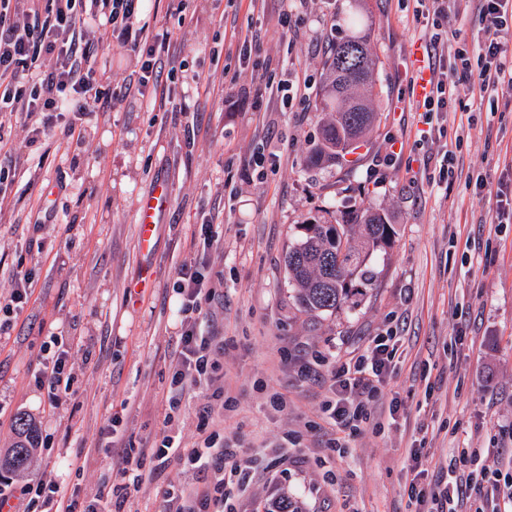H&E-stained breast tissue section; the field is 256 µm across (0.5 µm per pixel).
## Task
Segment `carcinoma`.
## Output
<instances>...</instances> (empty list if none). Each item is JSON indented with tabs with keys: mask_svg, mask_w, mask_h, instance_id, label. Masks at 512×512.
<instances>
[{
	"mask_svg": "<svg viewBox=\"0 0 512 512\" xmlns=\"http://www.w3.org/2000/svg\"><path fill=\"white\" fill-rule=\"evenodd\" d=\"M376 61L361 36L336 44L326 62L321 136L309 160L314 165H343L345 155L360 146L378 121L373 106ZM301 238L286 257L298 306L310 314L334 312L358 292V284L372 279L366 260L370 252L386 248L396 234L387 213L367 209L344 224H303ZM342 254L336 263V254ZM15 446L0 456V472L24 473L38 447L35 422L16 419Z\"/></svg>",
	"mask_w": 512,
	"mask_h": 512,
	"instance_id": "cac0c4a2",
	"label": "carcinoma"
}]
</instances>
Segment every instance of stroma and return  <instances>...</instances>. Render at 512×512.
<instances>
[{
  "instance_id": "35a3bbf8",
  "label": "stroma",
  "mask_w": 512,
  "mask_h": 512,
  "mask_svg": "<svg viewBox=\"0 0 512 512\" xmlns=\"http://www.w3.org/2000/svg\"><path fill=\"white\" fill-rule=\"evenodd\" d=\"M416 0H146L172 77L138 94L136 61L97 56L123 95L111 112H67L79 138L24 140L25 158L0 205V294L29 281L0 334V450L15 420L35 418L32 480L54 479L80 497L109 491L105 427L127 443L163 435L196 446L202 425L248 448L257 464L236 512H263L285 496L302 512H411L413 465L427 480L467 450L478 470L512 457V222L498 223L495 192L512 187V97L460 85L452 111L426 115L403 66L414 43L445 30L415 22ZM365 36L376 57L380 125L347 165L315 166L325 64L336 43ZM256 44L239 55L244 40ZM237 81L224 82L225 71ZM210 83L191 82L193 73ZM289 81L283 104L271 86ZM184 104L168 109L169 97ZM452 152L453 175L440 161ZM42 167H34V157ZM166 182L172 206L151 256L137 243L141 200ZM383 210L396 235L371 252L373 280L336 312L310 315L294 298L285 256L303 224L345 222ZM210 225L217 240L201 234ZM191 265L213 333L210 389L170 412L179 356L177 273ZM393 332L398 348L380 397L346 454L326 420L338 364ZM68 351L69 397L50 403L36 382ZM281 393L286 409L270 397ZM147 477L124 512H157L170 487L202 489L213 473L175 459L145 461Z\"/></svg>"
}]
</instances>
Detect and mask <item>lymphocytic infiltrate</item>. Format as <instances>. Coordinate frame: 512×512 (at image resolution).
Instances as JSON below:
<instances>
[{
  "label": "lymphocytic infiltrate",
  "mask_w": 512,
  "mask_h": 512,
  "mask_svg": "<svg viewBox=\"0 0 512 512\" xmlns=\"http://www.w3.org/2000/svg\"><path fill=\"white\" fill-rule=\"evenodd\" d=\"M480 2L474 20L481 36L477 64L465 61L461 49L456 51L463 60L461 67L436 64V57L457 39L454 29L443 43L426 50L434 82L425 101L429 110L447 111L455 88L474 75L480 80V90L500 89L512 95V57L502 42L503 37L512 38V0ZM169 39V33L151 30L144 0H0V202L6 198L4 186L17 167L14 149L5 137L6 116H25L29 142L56 134L67 141L74 139L75 126H57L59 114L112 109V94L104 89L106 72L89 65V58L115 45L123 48L140 65L138 88L143 91L157 80V58ZM43 56L54 59L52 68H37L36 62ZM177 291L183 297V324L169 398L173 410L180 408L185 390L203 386L211 366V339L200 331L199 319L212 293L205 289L201 273L188 267L179 271ZM395 355L388 338L376 337L364 353L337 366L336 397L329 412L341 436L331 444L332 452L344 453L347 437L360 431L365 420L362 399L381 394ZM151 454L217 473L205 491L175 488L164 492L162 512H234V502L246 491L255 464L253 456L213 431L206 433L202 447L191 449L180 447L172 436H163L152 446ZM467 469L466 454H459L429 492L418 494L417 512H450L454 502L466 498L472 499L474 512H483L486 490L504 489L512 494V469L491 472L483 484L467 476ZM144 476L142 462L126 449L115 473L117 498L100 494L82 501L64 493L57 482L40 480L26 488L24 512H122V491L139 485ZM173 501L178 504L174 511L169 508Z\"/></svg>",
  "instance_id": "obj_1"
}]
</instances>
